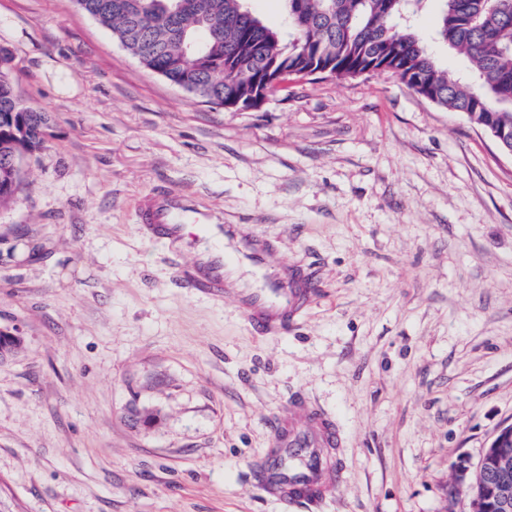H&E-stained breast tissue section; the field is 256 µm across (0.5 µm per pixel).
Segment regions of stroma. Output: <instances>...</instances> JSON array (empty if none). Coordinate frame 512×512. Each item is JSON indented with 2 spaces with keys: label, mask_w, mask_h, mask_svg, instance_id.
<instances>
[{
  "label": "stroma",
  "mask_w": 512,
  "mask_h": 512,
  "mask_svg": "<svg viewBox=\"0 0 512 512\" xmlns=\"http://www.w3.org/2000/svg\"><path fill=\"white\" fill-rule=\"evenodd\" d=\"M415 23L454 75L468 61ZM43 147L0 204V512H302L258 468L294 397L345 434L321 512H469L449 500L512 423V156L373 72L291 79L256 109L148 71L73 0H0ZM165 190L250 224L321 287L259 336L180 285L135 204Z\"/></svg>",
  "instance_id": "obj_1"
}]
</instances>
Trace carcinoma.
I'll return each mask as SVG.
<instances>
[{
  "mask_svg": "<svg viewBox=\"0 0 512 512\" xmlns=\"http://www.w3.org/2000/svg\"><path fill=\"white\" fill-rule=\"evenodd\" d=\"M246 0H75L123 47L173 85L226 108L242 107L292 76L327 69L337 79L387 72L436 105L478 126L512 132V0H440L434 38L466 57L474 79L441 67L414 20L426 0H283L291 33L266 25ZM24 113L21 154L39 150L47 117L15 106L0 85V152L10 118ZM21 183V167L0 170V202Z\"/></svg>",
  "mask_w": 512,
  "mask_h": 512,
  "instance_id": "cac0c4a2",
  "label": "carcinoma"
}]
</instances>
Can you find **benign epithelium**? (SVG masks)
I'll return each mask as SVG.
<instances>
[{
	"instance_id": "7a95c632",
	"label": "benign epithelium",
	"mask_w": 512,
	"mask_h": 512,
	"mask_svg": "<svg viewBox=\"0 0 512 512\" xmlns=\"http://www.w3.org/2000/svg\"><path fill=\"white\" fill-rule=\"evenodd\" d=\"M465 483L487 493L473 498L474 512H512V425L499 428L475 469L459 468L453 487Z\"/></svg>"
}]
</instances>
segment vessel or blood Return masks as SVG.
<instances>
[{
  "label": "vessel or blood",
  "instance_id": "b4317fda",
  "mask_svg": "<svg viewBox=\"0 0 512 512\" xmlns=\"http://www.w3.org/2000/svg\"><path fill=\"white\" fill-rule=\"evenodd\" d=\"M138 216L145 229L165 249L183 252L203 232L211 248L197 252L191 266L175 270L188 288L217 297L231 290L247 323L269 336L287 329L318 290L299 268L269 270L273 246L246 224H228L221 212L200 208L186 195L155 192L141 198ZM249 269L256 288H240L235 276ZM343 436L335 421L306 399L296 398L287 413L273 421L271 447L259 471V487L281 504L316 507L344 480Z\"/></svg>",
  "mask_w": 512,
  "mask_h": 512
}]
</instances>
